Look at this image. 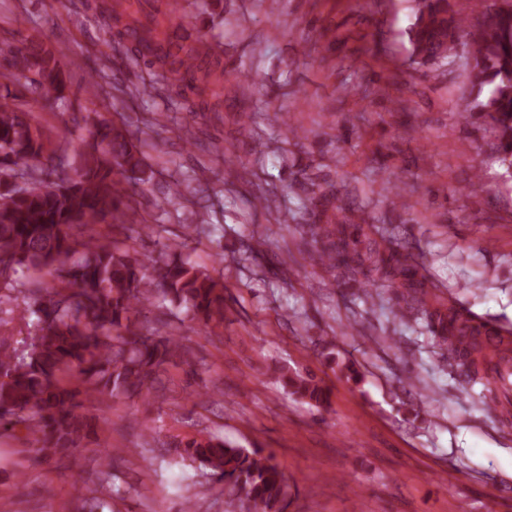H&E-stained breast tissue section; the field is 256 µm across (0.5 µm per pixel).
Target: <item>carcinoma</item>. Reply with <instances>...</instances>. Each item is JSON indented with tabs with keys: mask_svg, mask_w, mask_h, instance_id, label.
Segmentation results:
<instances>
[{
	"mask_svg": "<svg viewBox=\"0 0 512 512\" xmlns=\"http://www.w3.org/2000/svg\"><path fill=\"white\" fill-rule=\"evenodd\" d=\"M474 27L450 14L449 0H420L410 31L413 62L448 64L464 46L473 59L467 74L464 117L490 120L502 161L512 168V0H478ZM112 35V22L125 33L144 31L152 44L151 64L184 80L188 59L196 60L187 88L201 110L221 112L224 91L212 57L194 28L154 19L144 26L120 0L98 5ZM11 66L26 78L33 102L64 103L66 72L61 59L41 42L25 40L9 50ZM92 142L80 154L74 174L39 168L45 146L31 113L0 99V327L14 331L24 323L29 336H0V409L22 426L43 457H73L98 437L100 417L93 412L104 397L147 398L157 390L159 373L170 364L189 362L192 351L175 336L137 328V314L161 296L173 309H186L203 328L224 323V283L182 257V243L145 262L116 239L75 232L112 221L122 227L136 210L122 183L146 173L144 155L127 123L86 116ZM308 224L302 239L310 255L348 278L388 282L398 311L436 318L437 343L459 337L456 357L480 373L483 347L476 327L457 324L440 313V297L415 277L407 255L386 248L366 232L351 239L344 224ZM56 279L48 291L35 281L18 287L17 268ZM289 393L315 407L328 405V391L313 377L284 372ZM186 457L224 482L225 503L240 512H279L289 485L274 456L262 448L234 445L217 433L200 431L179 441Z\"/></svg>",
	"mask_w": 512,
	"mask_h": 512,
	"instance_id": "carcinoma-1",
	"label": "carcinoma"
}]
</instances>
